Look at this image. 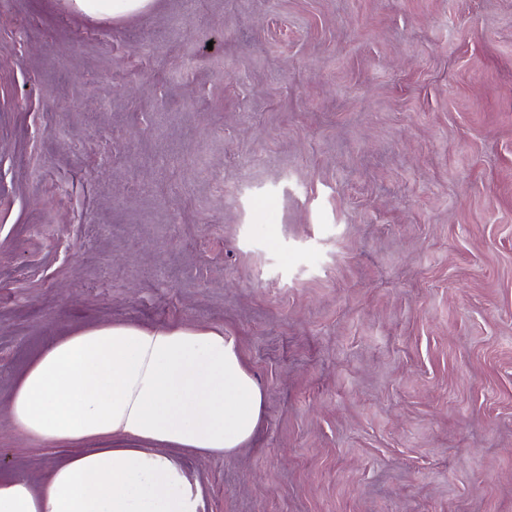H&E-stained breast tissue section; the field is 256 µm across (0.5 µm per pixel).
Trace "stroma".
Returning a JSON list of instances; mask_svg holds the SVG:
<instances>
[{
	"instance_id": "obj_1",
	"label": "stroma",
	"mask_w": 512,
	"mask_h": 512,
	"mask_svg": "<svg viewBox=\"0 0 512 512\" xmlns=\"http://www.w3.org/2000/svg\"><path fill=\"white\" fill-rule=\"evenodd\" d=\"M264 391L203 512H512V0H0L3 406L97 322ZM76 9L90 15L112 16L113 18L145 10L151 0H70Z\"/></svg>"
}]
</instances>
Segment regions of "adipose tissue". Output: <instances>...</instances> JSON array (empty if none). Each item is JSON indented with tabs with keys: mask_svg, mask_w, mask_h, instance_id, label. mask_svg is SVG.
<instances>
[{
	"mask_svg": "<svg viewBox=\"0 0 512 512\" xmlns=\"http://www.w3.org/2000/svg\"><path fill=\"white\" fill-rule=\"evenodd\" d=\"M263 399L221 328L75 327L17 377L5 410L27 437L77 451L37 484L0 471V512H201L181 454L234 453Z\"/></svg>",
	"mask_w": 512,
	"mask_h": 512,
	"instance_id": "adipose-tissue-1",
	"label": "adipose tissue"
}]
</instances>
